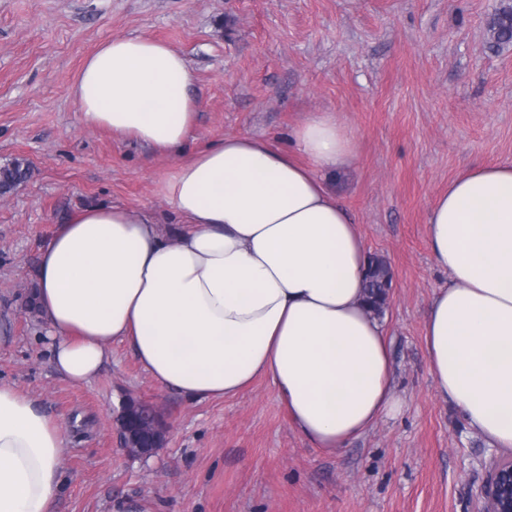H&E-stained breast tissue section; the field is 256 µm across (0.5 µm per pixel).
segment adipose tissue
Wrapping results in <instances>:
<instances>
[{
	"label": "adipose tissue",
	"instance_id": "adipose-tissue-1",
	"mask_svg": "<svg viewBox=\"0 0 512 512\" xmlns=\"http://www.w3.org/2000/svg\"><path fill=\"white\" fill-rule=\"evenodd\" d=\"M195 83L179 51L137 35L101 44L70 93L85 125L169 154L194 126ZM290 142L228 135L176 167L159 185L183 224L175 239L116 205L56 226L37 301L63 377L90 382L122 341L161 390L191 399L266 378L301 438L328 454L400 412L389 341L364 304L361 228L327 185L359 143L332 112L306 115ZM426 235L450 277L424 327L435 390L512 449V163L450 181ZM63 445L60 425L0 381V512H53Z\"/></svg>",
	"mask_w": 512,
	"mask_h": 512
}]
</instances>
